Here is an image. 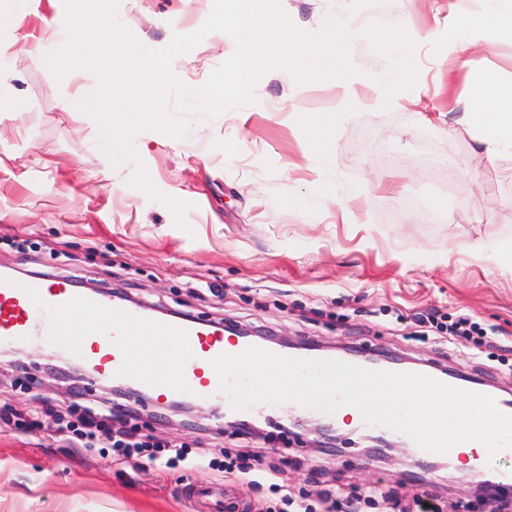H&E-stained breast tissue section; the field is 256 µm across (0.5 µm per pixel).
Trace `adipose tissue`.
Listing matches in <instances>:
<instances>
[{
    "label": "adipose tissue",
    "mask_w": 512,
    "mask_h": 512,
    "mask_svg": "<svg viewBox=\"0 0 512 512\" xmlns=\"http://www.w3.org/2000/svg\"><path fill=\"white\" fill-rule=\"evenodd\" d=\"M502 33L512 37V0H479L477 9L449 17L446 46L453 54L462 45ZM463 122L482 156L493 159L512 155V78L487 75L475 80L464 100ZM452 413L457 419L458 434L466 438L465 443L449 444L452 459L473 464L491 458V450L483 438L497 426L494 407L460 399Z\"/></svg>",
    "instance_id": "obj_1"
}]
</instances>
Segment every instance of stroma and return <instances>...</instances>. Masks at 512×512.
I'll use <instances>...</instances> for the list:
<instances>
[{
    "mask_svg": "<svg viewBox=\"0 0 512 512\" xmlns=\"http://www.w3.org/2000/svg\"><path fill=\"white\" fill-rule=\"evenodd\" d=\"M350 3L280 0L290 19L311 28ZM475 6L376 0L358 9L370 23L403 18L418 35V80L400 106L376 107L373 78L385 61L360 42L356 111L334 142L336 175L357 193L327 201L314 222L303 210L280 207L275 196L316 190V159L300 146L297 119L335 111L334 84L294 92L288 72L273 69L258 81L253 103L213 119L193 117L184 139L140 133L135 146L156 187L192 204L183 230L164 204L127 186L130 167H111L91 117L63 111L93 76L80 70L70 82L56 81L44 61L16 49L7 66L12 95L0 101V271L21 280L65 276L105 292L123 277L134 298L162 310L264 325L286 343L352 347L418 369L437 365L512 400V271L461 247L512 238V155L479 157L457 105L472 73L512 76V39L497 36L453 56L445 48L449 12ZM211 9L212 0H120L118 16L141 43L161 49L173 34L199 29ZM234 50L229 35L213 32L172 69L199 87ZM212 285L221 296L209 293ZM432 310L495 329L491 346L476 353L412 342L418 316ZM25 374L22 385L16 370L0 369V405L52 410L35 436L0 433V512H194L186 496L194 483L225 489L242 512H266L275 503L267 486L209 469L147 461L131 467L98 448H61L52 411L73 402L71 381L41 368ZM195 405L174 415L158 404L141 412L138 424L142 433L190 444L200 455L221 446L260 457L282 470L295 499H315L329 481L342 496L352 484L393 488L395 500L363 512H403L425 483L464 512H512V490L482 495L462 468L423 469L405 448L366 452L360 429L312 448L309 433L269 425L282 405L266 404L254 419L265 434L251 438L222 432L210 416L212 401Z\"/></svg>",
    "mask_w": 512,
    "mask_h": 512,
    "instance_id": "stroma-1",
    "label": "stroma"
}]
</instances>
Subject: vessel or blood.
I'll list each match as a JSON object with an SVG mask.
<instances>
[{
	"mask_svg": "<svg viewBox=\"0 0 512 512\" xmlns=\"http://www.w3.org/2000/svg\"><path fill=\"white\" fill-rule=\"evenodd\" d=\"M75 308L105 313L111 320L102 331L63 323V314ZM138 329L163 336L165 345L152 347L145 358H133L126 338ZM51 336L64 337L61 351L71 355L87 378L136 385L151 401L190 393L222 402L214 359L240 355L253 345L252 340L226 336L220 324L191 317L149 319L140 307L87 294L66 277L20 281L1 274L0 350L31 352ZM70 336L80 337V344H67Z\"/></svg>",
	"mask_w": 512,
	"mask_h": 512,
	"instance_id": "vessel-or-blood-1",
	"label": "vessel or blood"
}]
</instances>
